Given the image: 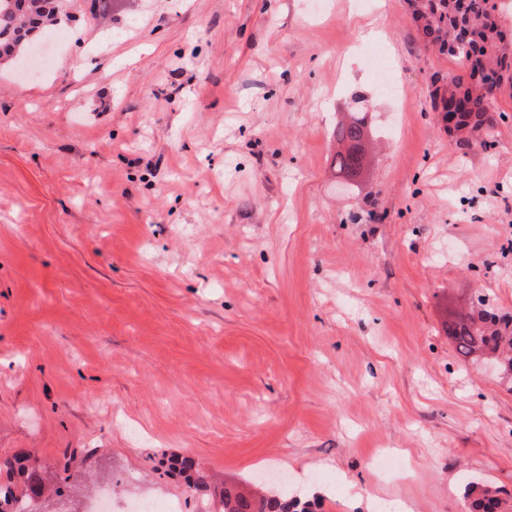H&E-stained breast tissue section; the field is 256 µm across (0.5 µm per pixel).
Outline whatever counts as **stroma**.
Masks as SVG:
<instances>
[{"label": "stroma", "mask_w": 512, "mask_h": 512, "mask_svg": "<svg viewBox=\"0 0 512 512\" xmlns=\"http://www.w3.org/2000/svg\"><path fill=\"white\" fill-rule=\"evenodd\" d=\"M95 6L69 0L45 75L0 63V457L73 512L110 487L195 512L176 456L320 512H466L470 481L512 512V383L447 332L479 296L512 314V90L460 148L432 109L458 66L408 0ZM358 101L380 149L344 187Z\"/></svg>", "instance_id": "obj_1"}]
</instances>
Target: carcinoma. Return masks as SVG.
Instances as JSON below:
<instances>
[{
    "label": "carcinoma",
    "instance_id": "carcinoma-1",
    "mask_svg": "<svg viewBox=\"0 0 512 512\" xmlns=\"http://www.w3.org/2000/svg\"><path fill=\"white\" fill-rule=\"evenodd\" d=\"M417 29L439 53L456 61L464 70L462 76H450L435 87L433 108L455 118L448 135L460 147L469 146V136L480 132L489 115L498 112L495 92L512 89V54L505 44L512 41V30L500 23L502 7L497 0H409ZM56 25L54 10L41 7L38 0H0V55L15 64L26 56L31 41ZM366 115L351 112L336 126V141L344 150L336 152L334 166L338 177L349 182L361 172L366 158ZM479 308L448 323L457 350L466 358L477 356L500 365L501 375L512 379V314L502 315L489 308L484 298L477 299ZM184 475L187 487L207 497V476L195 461L184 457L175 463ZM0 512H18L47 489L43 478L29 465V459L17 454L0 460ZM499 490L486 482H470L464 498L467 512H497ZM255 512H313L288 490L262 500Z\"/></svg>",
    "mask_w": 512,
    "mask_h": 512
}]
</instances>
